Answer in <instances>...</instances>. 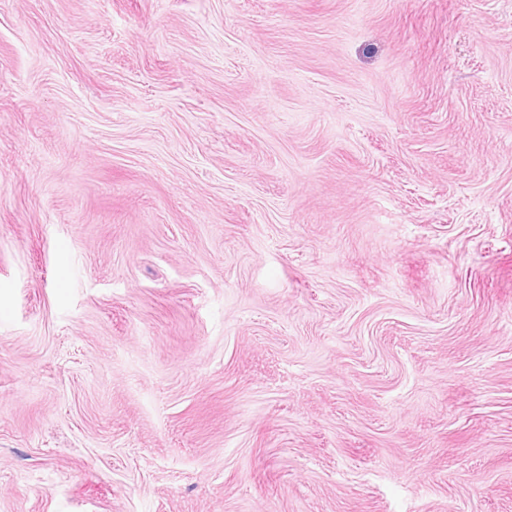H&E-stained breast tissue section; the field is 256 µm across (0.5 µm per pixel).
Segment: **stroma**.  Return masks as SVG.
I'll list each match as a JSON object with an SVG mask.
<instances>
[{
	"mask_svg": "<svg viewBox=\"0 0 512 512\" xmlns=\"http://www.w3.org/2000/svg\"><path fill=\"white\" fill-rule=\"evenodd\" d=\"M0 512H512V0H0Z\"/></svg>",
	"mask_w": 512,
	"mask_h": 512,
	"instance_id": "stroma-1",
	"label": "stroma"
}]
</instances>
